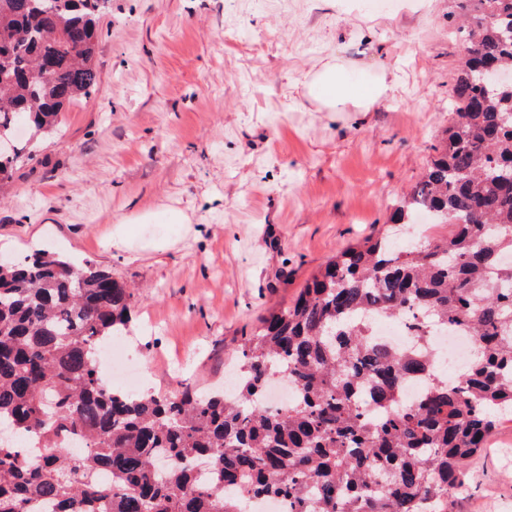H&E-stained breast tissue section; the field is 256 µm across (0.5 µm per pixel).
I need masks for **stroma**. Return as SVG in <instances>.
Here are the masks:
<instances>
[{"mask_svg":"<svg viewBox=\"0 0 512 512\" xmlns=\"http://www.w3.org/2000/svg\"><path fill=\"white\" fill-rule=\"evenodd\" d=\"M453 0H110L100 83L0 192V254L96 261L134 289L120 336L136 392L224 382L231 350L329 259L403 236L389 212L451 121ZM388 98L331 112L323 68ZM134 238L117 224L140 215ZM449 512H512V419Z\"/></svg>","mask_w":512,"mask_h":512,"instance_id":"1","label":"stroma"}]
</instances>
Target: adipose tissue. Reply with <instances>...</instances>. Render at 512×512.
Segmentation results:
<instances>
[{"mask_svg":"<svg viewBox=\"0 0 512 512\" xmlns=\"http://www.w3.org/2000/svg\"><path fill=\"white\" fill-rule=\"evenodd\" d=\"M390 85L371 83L364 80L344 79L340 66H328L310 83V93L332 110L351 106L367 109L375 102L388 96Z\"/></svg>","mask_w":512,"mask_h":512,"instance_id":"1","label":"adipose tissue"}]
</instances>
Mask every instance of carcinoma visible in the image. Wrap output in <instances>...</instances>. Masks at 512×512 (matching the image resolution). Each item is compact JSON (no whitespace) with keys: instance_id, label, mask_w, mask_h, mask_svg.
Masks as SVG:
<instances>
[{"instance_id":"carcinoma-1","label":"carcinoma","mask_w":512,"mask_h":512,"mask_svg":"<svg viewBox=\"0 0 512 512\" xmlns=\"http://www.w3.org/2000/svg\"><path fill=\"white\" fill-rule=\"evenodd\" d=\"M107 3L0 0V186L33 160L17 128L48 135L95 91ZM458 8L451 124L390 215L426 211L448 233L336 255L238 345L233 398L109 385L96 362L127 329L130 288L91 261L0 256V512H247L263 498L288 512H448L512 415V84L477 79L512 72V0ZM400 316L411 346L374 339L373 319ZM448 327L476 350L451 382L431 351ZM276 374L296 389L284 412L265 402ZM414 378L426 391L408 402Z\"/></svg>"}]
</instances>
